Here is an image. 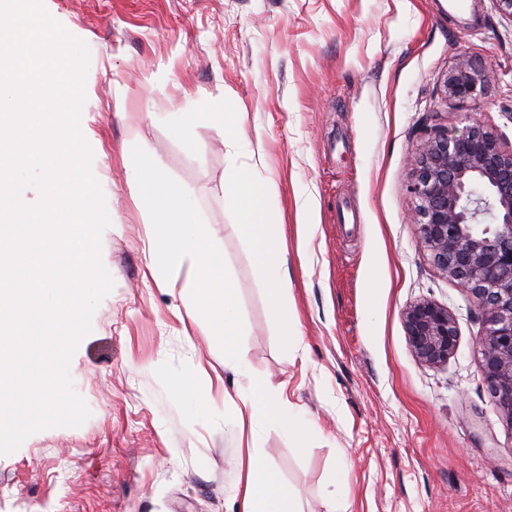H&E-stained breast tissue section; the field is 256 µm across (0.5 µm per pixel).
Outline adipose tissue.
Masks as SVG:
<instances>
[{"instance_id": "adipose-tissue-1", "label": "adipose tissue", "mask_w": 512, "mask_h": 512, "mask_svg": "<svg viewBox=\"0 0 512 512\" xmlns=\"http://www.w3.org/2000/svg\"><path fill=\"white\" fill-rule=\"evenodd\" d=\"M133 190L149 217L155 237L151 268H189L193 275V303L186 310L191 321L206 320L205 335L224 349V366L249 380L238 390L241 406L232 419L238 437H245L261 420L278 423L290 434L308 429L299 417L289 415L285 402L275 395L269 380L251 377L241 344L235 288L223 272V260L210 249V232L198 219L182 191L166 182L154 169H141ZM271 187L250 170L237 168L224 181V197L240 217L239 228L253 244L265 277L272 286L275 311H282L286 290L281 267L287 253L285 230L268 207ZM233 498L239 512H296L291 493L260 457L257 448L238 456Z\"/></svg>"}]
</instances>
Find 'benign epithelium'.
<instances>
[{"mask_svg":"<svg viewBox=\"0 0 512 512\" xmlns=\"http://www.w3.org/2000/svg\"><path fill=\"white\" fill-rule=\"evenodd\" d=\"M491 78L461 57L442 79L450 100L484 106ZM409 192L423 247L439 272L466 289L485 330L476 340L486 389L512 425V145L479 121L461 130L425 134ZM402 318L423 363L448 362L458 329L448 307L420 300Z\"/></svg>","mask_w":512,"mask_h":512,"instance_id":"7a95c632","label":"benign epithelium"}]
</instances>
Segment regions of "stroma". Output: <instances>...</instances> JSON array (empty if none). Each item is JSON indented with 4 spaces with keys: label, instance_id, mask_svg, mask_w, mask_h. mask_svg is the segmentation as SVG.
<instances>
[{
    "label": "stroma",
    "instance_id": "35a3bbf8",
    "mask_svg": "<svg viewBox=\"0 0 512 512\" xmlns=\"http://www.w3.org/2000/svg\"><path fill=\"white\" fill-rule=\"evenodd\" d=\"M43 0L90 48L80 116L111 224L114 280L70 362L91 412L0 456V512H229L239 442L229 401L246 378L187 319L188 269L151 275L131 191L147 165L182 188L239 298L252 375L313 429L257 427L255 446L297 512H512V424L487 393L470 295L442 276L408 190L423 128L479 116L512 144V20L492 0ZM491 75L480 111L447 99L456 57ZM216 112L240 113L224 137ZM190 118L189 133L173 121ZM253 167L285 227L284 343L265 277L224 199ZM427 299L458 329L447 363L419 361L402 312ZM197 376L211 408L175 395Z\"/></svg>",
    "mask_w": 512,
    "mask_h": 512
}]
</instances>
